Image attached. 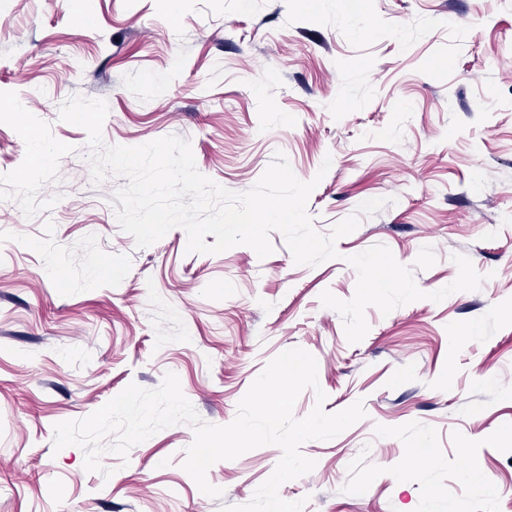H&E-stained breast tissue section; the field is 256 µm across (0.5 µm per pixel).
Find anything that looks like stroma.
Instances as JSON below:
<instances>
[{
  "label": "stroma",
  "instance_id": "obj_1",
  "mask_svg": "<svg viewBox=\"0 0 512 512\" xmlns=\"http://www.w3.org/2000/svg\"><path fill=\"white\" fill-rule=\"evenodd\" d=\"M0 0V512H220L248 502L282 456L269 445L183 470L191 426L167 427L110 478L85 471L56 423L127 385L178 376L200 418L231 423L265 365L299 347L317 362L326 412L366 418L302 447L312 472L280 496L304 512H512V0ZM102 99L108 145L189 139L197 169L249 190L284 152L318 179L307 209L328 233L373 198L338 258L295 264L280 233L186 254L175 228L137 247L116 220L123 184L94 182L71 96ZM331 166L317 178L323 160ZM389 247L436 291L467 256L480 290L381 314L349 343L346 256ZM477 325L474 334L466 333ZM434 458L413 462L420 442ZM479 466L484 482L468 481Z\"/></svg>",
  "mask_w": 512,
  "mask_h": 512
}]
</instances>
